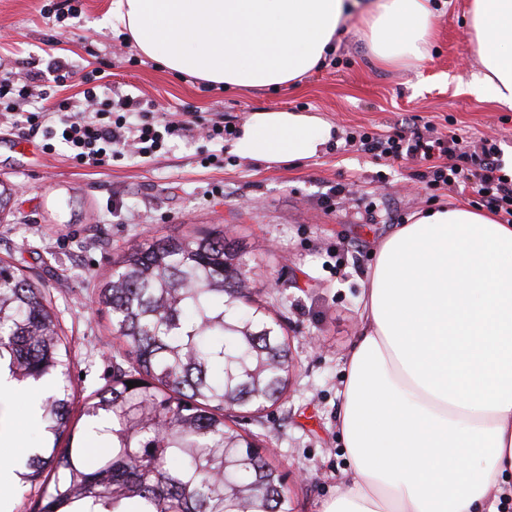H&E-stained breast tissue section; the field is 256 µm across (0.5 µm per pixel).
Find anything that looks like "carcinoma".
<instances>
[{
    "label": "carcinoma",
    "mask_w": 512,
    "mask_h": 512,
    "mask_svg": "<svg viewBox=\"0 0 512 512\" xmlns=\"http://www.w3.org/2000/svg\"><path fill=\"white\" fill-rule=\"evenodd\" d=\"M249 272L221 233L157 239L115 261L97 302L122 353L88 401L105 425L87 462L50 293L0 259V362L20 383L56 379L42 403L52 446L25 475L41 481L31 512H293L277 467L227 422L281 401L292 364L280 324L250 305Z\"/></svg>",
    "instance_id": "carcinoma-1"
}]
</instances>
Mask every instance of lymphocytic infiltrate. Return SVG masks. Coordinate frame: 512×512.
<instances>
[{"mask_svg":"<svg viewBox=\"0 0 512 512\" xmlns=\"http://www.w3.org/2000/svg\"><path fill=\"white\" fill-rule=\"evenodd\" d=\"M16 94L8 108L15 115L14 124L26 134L39 135L47 141L65 144L71 158L79 165L105 170L112 160L121 156L125 146L137 145L140 154L157 151L165 136L188 138L194 135L196 121L180 116L156 121L151 107L135 106L131 97L119 98L110 109L91 111L95 102L94 88L83 92L87 109L67 113L26 112L20 102L29 95L28 86L13 87L0 81V100ZM137 110L140 119L131 122L130 110ZM364 149L386 159L411 158L429 164L433 171V185L450 190L464 188L476 196L480 205L501 214L506 223H512V175H506L496 157V147L483 143L480 152H471L456 136L439 135L434 126L411 137L396 136L376 139L362 136Z\"/></svg>","mask_w":512,"mask_h":512,"instance_id":"obj_1","label":"lymphocytic infiltrate"}]
</instances>
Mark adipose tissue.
Instances as JSON below:
<instances>
[{"instance_id": "obj_1", "label": "adipose tissue", "mask_w": 512, "mask_h": 512, "mask_svg": "<svg viewBox=\"0 0 512 512\" xmlns=\"http://www.w3.org/2000/svg\"><path fill=\"white\" fill-rule=\"evenodd\" d=\"M450 0H112L98 25L175 73L277 90L335 52L359 21L388 64L431 57ZM478 97L512 109V0H471ZM332 128L251 112L232 143L260 165L320 155ZM338 426L349 482L320 512H485L512 486V224L462 204L417 214L382 242L362 294Z\"/></svg>"}]
</instances>
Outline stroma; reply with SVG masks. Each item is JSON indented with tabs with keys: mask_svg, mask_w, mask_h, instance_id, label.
Returning a JSON list of instances; mask_svg holds the SVG:
<instances>
[{
	"mask_svg": "<svg viewBox=\"0 0 512 512\" xmlns=\"http://www.w3.org/2000/svg\"><path fill=\"white\" fill-rule=\"evenodd\" d=\"M112 0H0V80L36 77L51 84V65L65 62L71 85L53 98H28L27 111L82 102L84 80L96 78L97 106L129 95L162 112H189L199 133L169 138L149 157L128 151L111 169L79 167L63 145L22 135L0 113V181L15 202L0 220V258L26 272L53 297L71 342L74 417L88 428L82 401L112 377L117 341L112 316L96 302L112 262L132 246L162 237L189 238L231 229L250 258L251 297L288 334L294 355L285 398L230 422L261 447L284 475L294 512H317L350 474L336 417L346 359L362 334V289L393 224L471 196L428 188L421 164L379 159L353 135H410L432 122L470 144L512 151V111L471 94L481 69L473 50L469 0H452L433 25L430 60L382 67L359 25L343 24L330 59L279 92L213 88L143 59L111 30L95 29ZM283 108L320 116L332 139L318 157L264 167L234 154L233 137L211 139L215 118L241 127L253 110ZM29 402L0 401L20 446L0 458L42 447L26 426Z\"/></svg>",
	"mask_w": 512,
	"mask_h": 512,
	"instance_id": "35a3bbf8",
	"label": "stroma"
}]
</instances>
